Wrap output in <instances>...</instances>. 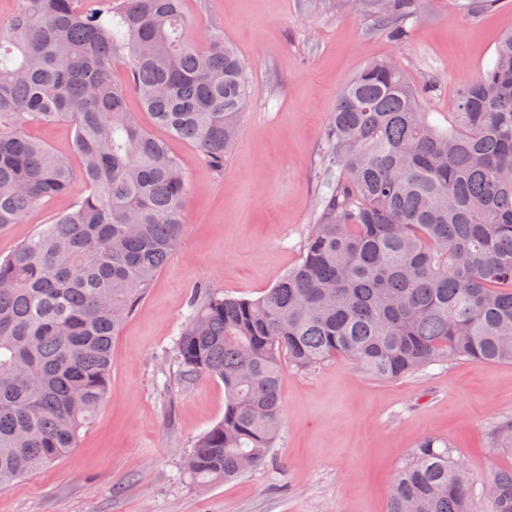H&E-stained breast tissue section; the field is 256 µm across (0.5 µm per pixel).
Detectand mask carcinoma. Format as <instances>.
<instances>
[{
	"instance_id": "carcinoma-1",
	"label": "carcinoma",
	"mask_w": 512,
	"mask_h": 512,
	"mask_svg": "<svg viewBox=\"0 0 512 512\" xmlns=\"http://www.w3.org/2000/svg\"><path fill=\"white\" fill-rule=\"evenodd\" d=\"M186 0H17L0 24V230L47 198L70 206L0 260V491L66 457L100 410L112 346L183 233L187 177L169 137L221 171L250 98L224 34L189 30ZM415 0H391L394 37ZM391 58L368 63L330 113L337 169L300 262L256 299L206 285L175 343L187 377L224 384L194 443L198 486L272 462L282 370L346 357L377 379L446 359L512 364V34L462 82L448 128ZM67 122L76 160L28 133ZM488 481L512 512V466ZM474 483L425 438L389 512H475Z\"/></svg>"
}]
</instances>
